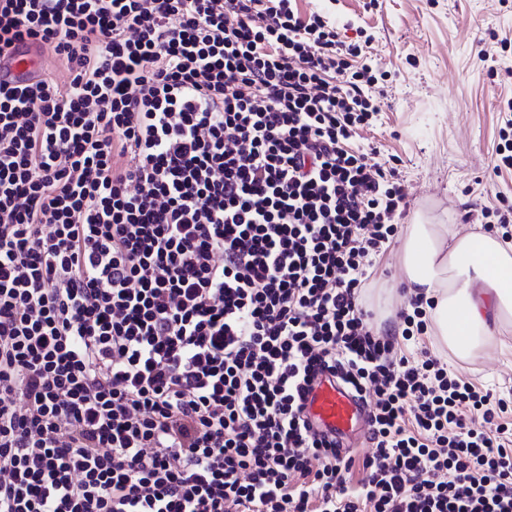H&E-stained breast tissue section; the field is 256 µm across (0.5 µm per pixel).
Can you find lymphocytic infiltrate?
I'll use <instances>...</instances> for the list:
<instances>
[{
	"instance_id": "obj_1",
	"label": "lymphocytic infiltrate",
	"mask_w": 512,
	"mask_h": 512,
	"mask_svg": "<svg viewBox=\"0 0 512 512\" xmlns=\"http://www.w3.org/2000/svg\"><path fill=\"white\" fill-rule=\"evenodd\" d=\"M0 512H512V405L366 308L396 167L365 44L293 0H0ZM371 454L311 431L322 373ZM364 477L354 480V468ZM36 60L32 53L13 54V60L10 65V70L6 74L4 69L1 70V80H8L14 82L25 81L29 77H34L37 74Z\"/></svg>"
}]
</instances>
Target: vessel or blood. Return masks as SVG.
I'll list each match as a JSON object with an SVG mask.
<instances>
[{
  "label": "vessel or blood",
  "mask_w": 512,
  "mask_h": 512,
  "mask_svg": "<svg viewBox=\"0 0 512 512\" xmlns=\"http://www.w3.org/2000/svg\"><path fill=\"white\" fill-rule=\"evenodd\" d=\"M32 54L14 55L7 80L21 82L36 76ZM306 412L317 434L332 439L356 433L367 418L366 404L355 398L330 375L323 376L306 396Z\"/></svg>",
  "instance_id": "1"
}]
</instances>
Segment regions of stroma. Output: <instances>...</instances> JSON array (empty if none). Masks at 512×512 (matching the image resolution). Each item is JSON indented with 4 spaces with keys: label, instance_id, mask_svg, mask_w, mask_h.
I'll return each instance as SVG.
<instances>
[{
    "label": "stroma",
    "instance_id": "35a3bbf8",
    "mask_svg": "<svg viewBox=\"0 0 512 512\" xmlns=\"http://www.w3.org/2000/svg\"><path fill=\"white\" fill-rule=\"evenodd\" d=\"M297 0L301 13L322 11L370 37L371 64L387 75V99L360 143L378 163L399 158L408 210L425 211L453 231L478 230L484 209L512 204V173L493 175L498 104L512 97V0ZM398 243L377 259L367 303L378 329L392 328L406 304ZM449 369L512 400V322L497 342Z\"/></svg>",
    "mask_w": 512,
    "mask_h": 512
}]
</instances>
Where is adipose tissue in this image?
<instances>
[{"label": "adipose tissue", "instance_id": "ef3b65f1", "mask_svg": "<svg viewBox=\"0 0 512 512\" xmlns=\"http://www.w3.org/2000/svg\"><path fill=\"white\" fill-rule=\"evenodd\" d=\"M399 257L408 295L435 301L430 330L437 346L459 361L496 336L512 315V243L418 221L408 225Z\"/></svg>", "mask_w": 512, "mask_h": 512}]
</instances>
